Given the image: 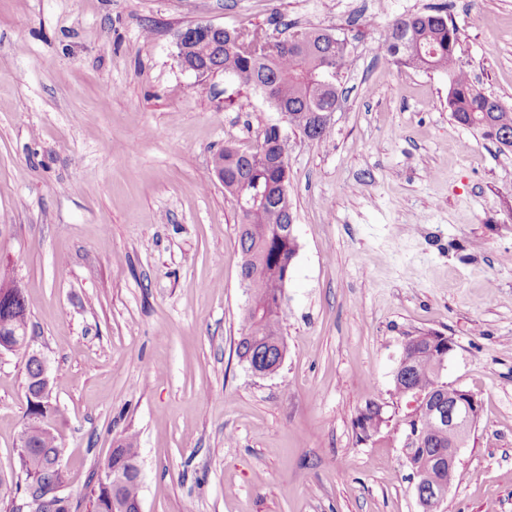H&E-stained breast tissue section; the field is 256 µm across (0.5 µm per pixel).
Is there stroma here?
Returning <instances> with one entry per match:
<instances>
[{
  "label": "stroma",
  "instance_id": "35a3bbf8",
  "mask_svg": "<svg viewBox=\"0 0 512 512\" xmlns=\"http://www.w3.org/2000/svg\"><path fill=\"white\" fill-rule=\"evenodd\" d=\"M438 0H0V282L46 359L72 512L126 433L142 512H422L393 396L407 337L455 349L481 409L441 512H512V153L461 127L448 77L379 47ZM459 64L512 106V0H447ZM207 23L330 29L350 66L327 139L290 134L298 243L272 375L235 354L240 218L210 177L279 114L177 57ZM381 405L372 439L355 422ZM23 360L0 352V476L22 481Z\"/></svg>",
  "mask_w": 512,
  "mask_h": 512
}]
</instances>
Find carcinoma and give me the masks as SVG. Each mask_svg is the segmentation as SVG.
<instances>
[{"label": "carcinoma", "mask_w": 512, "mask_h": 512, "mask_svg": "<svg viewBox=\"0 0 512 512\" xmlns=\"http://www.w3.org/2000/svg\"><path fill=\"white\" fill-rule=\"evenodd\" d=\"M448 6L439 4L426 13H412L394 18L387 26L382 42L383 52L395 62L423 71L448 74V108L452 117L463 127L472 130L491 143L501 131L512 133V106L500 104L493 112L486 110L484 94L476 88L466 71L457 63L456 53L448 51V38L460 40L461 32L448 19ZM191 57L199 66L214 69L231 78L238 89L258 88L263 91L277 111L288 113V128L301 131L307 127L312 114L332 105H338L341 73L346 69L348 54L340 44L330 48L326 28L306 27L287 39L273 41L258 28L218 32L206 24H195L190 29ZM265 147L263 155L253 147L227 145L214 158V165L224 169V189L232 201L242 199L248 210L240 215L245 230L239 234L240 252L252 247L259 254L258 263L249 264L248 280L242 283L248 294L243 313L245 330L238 337L236 355L249 364L256 360L268 373L279 368L280 351L287 350L283 325L287 320L285 305L277 300V293L287 287L286 260L297 246V240H285L293 203L289 194L279 186L277 161L288 157V137L278 133L277 125H267L258 136ZM12 307L0 305V318L15 315V310L27 308L21 288L10 289ZM0 342L12 345V353L25 359L26 378L32 377V359L26 346L13 336H0ZM434 340L430 336H412L403 346L402 357L411 365L408 378L394 386L398 400L409 398L406 389L430 394L436 399H448V394L435 390L437 359ZM379 408L366 406L356 420L359 439L369 440L380 431ZM418 432L421 444L406 456L419 480L429 482L436 468L424 467L430 457L436 459L448 454L452 433L448 423L428 413L407 424ZM18 441L27 447L19 449V460L24 475V488L41 480L37 469H49L61 452L52 434H42L23 426ZM131 472L120 490L126 510L139 502L140 479L137 477L139 456L137 439L126 434L117 440V447L106 461ZM88 512H107L108 504L99 484L90 487Z\"/></svg>", "instance_id": "obj_1"}]
</instances>
